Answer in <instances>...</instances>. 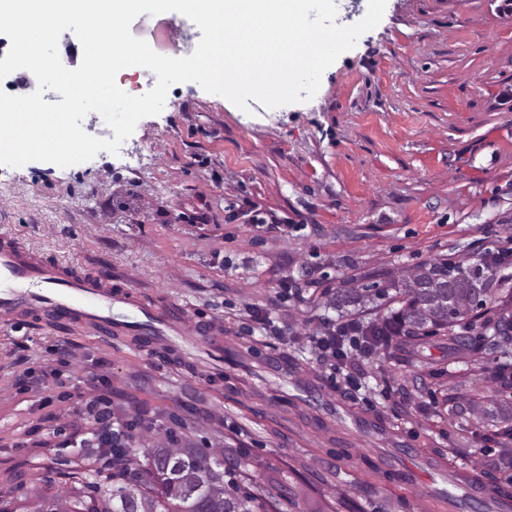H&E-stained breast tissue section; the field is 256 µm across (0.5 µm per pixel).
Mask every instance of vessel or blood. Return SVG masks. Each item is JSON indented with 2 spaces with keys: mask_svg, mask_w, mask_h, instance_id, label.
I'll list each match as a JSON object with an SVG mask.
<instances>
[{
  "mask_svg": "<svg viewBox=\"0 0 512 512\" xmlns=\"http://www.w3.org/2000/svg\"><path fill=\"white\" fill-rule=\"evenodd\" d=\"M127 279L87 273L0 237V320L24 316L50 329H93L103 335L161 338L170 318L133 297Z\"/></svg>",
  "mask_w": 512,
  "mask_h": 512,
  "instance_id": "b4317fda",
  "label": "vessel or blood"
}]
</instances>
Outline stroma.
I'll return each mask as SVG.
<instances>
[{
  "instance_id": "obj_1",
  "label": "stroma",
  "mask_w": 512,
  "mask_h": 512,
  "mask_svg": "<svg viewBox=\"0 0 512 512\" xmlns=\"http://www.w3.org/2000/svg\"><path fill=\"white\" fill-rule=\"evenodd\" d=\"M177 37L186 16H139ZM0 235L84 271L129 274L145 301L203 334L150 344L0 321V512L74 469L111 486L87 390L136 424L134 447L176 430L224 454L278 512H457L436 472L512 491V372L475 316L473 341L397 336L352 352L346 375L317 338L396 310L337 311L340 288L512 247V5L387 0L380 23L322 75L309 101L241 110L186 82L142 118L118 154L58 167L0 165ZM258 209L275 226L252 224ZM224 362L207 356L210 344Z\"/></svg>"
}]
</instances>
